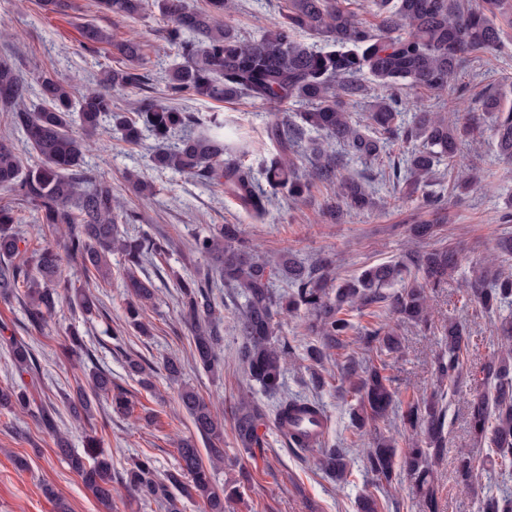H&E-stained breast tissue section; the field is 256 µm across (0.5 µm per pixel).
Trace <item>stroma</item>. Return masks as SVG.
<instances>
[{"label":"stroma","instance_id":"stroma-1","mask_svg":"<svg viewBox=\"0 0 512 512\" xmlns=\"http://www.w3.org/2000/svg\"><path fill=\"white\" fill-rule=\"evenodd\" d=\"M78 2L79 11L47 17L39 13L35 0H0V18L5 21V29L0 32V56L14 58L32 80L50 74L80 89L94 86L101 70L112 63L111 49L82 44L81 26L94 23L111 32L114 41L133 37L143 43L141 70L149 76L154 96H164V70L179 60L177 49L163 37L167 19L152 9L139 22L131 24L103 15L88 0ZM278 4L279 0H233L224 19L253 34L259 19L277 14ZM480 70L483 81L470 86L472 94L512 88L511 29L503 36L502 48L483 58ZM175 105L190 112H223L241 122L250 136L264 135L266 111L252 100L243 98L216 105L187 94L176 98ZM106 139L112 144L110 155L103 158L94 151L86 161L95 173L111 178L115 194L127 208L139 213V221L124 225V232L130 236L161 233L174 243L166 260L145 265L146 274L157 287L155 303L145 312L146 321L153 326L151 335L142 336L133 329L120 327L127 296L122 286L123 263L117 255L112 258L111 280L95 290L100 303L95 315L86 316L63 301L43 331L27 330L26 299L19 289L9 301L0 300V330L24 338L33 349L40 364L39 391L54 404L58 428L68 435L73 448L85 452L87 435L93 431L100 439V452L112 461L113 475H120L132 458L141 455L150 457L162 475L177 465V440L194 436L195 428L179 406L177 385L167 379L165 372L158 371L152 387H144L137 378L129 376L128 356H139L155 366L165 356H177L183 367V382L223 409L247 391L267 409H275L278 403L277 397L264 393L248 380L236 358L240 342L236 325L242 299L219 281L214 283L212 292L222 306L223 366L215 376L194 366L191 335L180 320L178 294L168 271L175 268L186 275L207 276L205 260L189 250L195 236L206 233L214 224H236L260 251L290 249L304 262L333 259L336 275L343 279L356 277L371 265L410 251L409 224L427 220L430 214L419 202H394L393 184L385 179V166L381 163L370 167L346 163L342 176L369 179L382 205L372 212L351 213L336 224L322 215L331 195L330 189L322 185L312 189L301 203L281 200L262 224L250 223L220 189L169 171L154 173L158 193L145 201L129 191L124 172L144 167L150 147L128 148L113 132ZM469 148L480 159L483 178L467 194L458 196L448 191L454 173L440 167L436 190L448 197V222L428 242L432 248L457 247L465 262L432 302L430 326L400 319L392 322L403 347L399 353L390 355L387 363L404 401L432 391L433 362L443 348L441 327L448 320L465 324L474 341L465 358L466 370H478L499 348L492 331V317L476 315L463 285L474 267L493 258L497 238L512 232V225L492 221L495 212L512 197V163L498 157L490 137L470 142ZM305 321L302 315L282 321L278 331L280 339L289 343L294 352L285 375L284 392L320 401L328 417L324 440L327 445L347 449L351 475L344 482L332 479L315 466L311 455L289 450L271 425L264 430L268 442L264 455L250 458L237 447L233 424L228 421L224 424V463L214 472L218 483L233 485L238 490L228 504V512H358V499L367 492L377 497L381 512H424L422 500L413 492L405 473H398L395 483L389 485L373 479L365 470L359 438L351 421L355 400L340 391L336 364L349 356L366 364L367 351L357 341H350L337 352L335 360L326 363L325 386L314 388L303 359ZM74 328L85 341L92 365L110 372L113 383L126 391L131 403L129 415L113 413L109 399L103 396L93 425L70 417L64 395L81 376L64 352L69 332ZM469 386L464 379L448 389V446L435 472L441 512H482V500L487 493L512 494V475H500L493 467L480 470L472 486L462 484L457 477L460 452L474 448L466 408ZM19 457L27 460V471L17 470L15 460ZM46 484L66 500L71 512H107L88 494L80 477L58 458L52 436L39 427L32 415L0 412V512H56L53 502L42 491Z\"/></svg>","mask_w":512,"mask_h":512}]
</instances>
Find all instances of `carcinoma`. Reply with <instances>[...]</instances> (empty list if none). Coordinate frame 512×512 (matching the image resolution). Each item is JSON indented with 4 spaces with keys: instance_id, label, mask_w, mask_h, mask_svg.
Instances as JSON below:
<instances>
[{
    "instance_id": "carcinoma-1",
    "label": "carcinoma",
    "mask_w": 512,
    "mask_h": 512,
    "mask_svg": "<svg viewBox=\"0 0 512 512\" xmlns=\"http://www.w3.org/2000/svg\"><path fill=\"white\" fill-rule=\"evenodd\" d=\"M373 21L359 18L347 0H283L278 16L251 37L224 22L229 0H204L192 8L187 0H97L105 11L137 19L150 7L158 8L170 22L163 38L177 46L181 61L166 79L169 99L184 93L202 100L226 102L242 96L259 102L268 114L266 142H256L234 129L220 112L205 116L162 103L151 95L135 112H119L114 97L121 91L149 85L140 72L143 44L127 39L112 44V35L87 24L81 35L95 47L113 46L116 65L100 72L96 87L80 93L66 80L44 75L38 80L41 104L29 109L32 93L26 76L7 58L0 57V106L5 108L12 131L31 147L38 163L23 167L8 135L0 137V190L23 201L36 213V221L51 229L65 227L63 247L51 241L29 250L16 225L13 209L0 207V298L26 288L28 325L43 330L59 303L63 262L73 264L84 286L73 288L72 299L87 315L98 310V298L87 291L98 280L109 281L111 257L123 258L125 288L131 296L124 324L141 336L151 334L143 321L153 304L156 286L141 275L146 261L169 254L170 240L149 233L122 236L117 225L134 224L139 215L112 193V182L86 167V138L115 127L121 140L140 145L151 139V169L170 170L205 185H213L233 201L252 221H265L285 192L293 203L303 201L320 183L335 186L327 199L325 214L335 220L351 211L377 207L363 177H341L343 160L370 164L389 143L400 140L412 146L404 174H394L400 199L421 194L424 205L438 215L435 222L412 224L411 237L424 242L437 235L447 216L435 186L437 168L448 165L461 172L451 190L470 188L480 171L464 152L469 139L490 129L498 154L512 160V105L489 92L481 98L462 93L448 97L458 76L469 71L479 78L476 62L497 49L503 27L512 28V0H362ZM45 16L64 15L72 0H36ZM322 39L319 46L308 41ZM371 101L366 112L352 106ZM295 103L301 110L288 117L283 106ZM341 152H336V147ZM259 158V170L250 159ZM261 173L267 188L259 184ZM131 191L142 199L156 195L157 187L145 169L127 172ZM500 258L496 266L482 267L466 280L465 291L480 312L490 315L512 307V233L495 244ZM190 251L207 260L224 286L244 299L238 313L241 342L237 359L250 380L264 392L277 394L292 347L277 335L282 320L307 314L305 332L318 344L307 349V359L317 365L345 348L352 332L359 342L377 352L397 353L400 337L387 323L394 314L423 327L429 322L430 293L448 285L462 256L453 247L409 251L398 258L371 266L359 276L336 282L332 260L319 258L310 264L299 261L288 249L274 256H260L237 224H216L194 238ZM180 293V318L191 334L192 358L202 370L217 371L224 342L223 317L211 296L207 280L172 272ZM286 291L278 294L274 283ZM370 317L356 329L353 314ZM445 348L434 361L440 389L407 404L401 413L403 426L422 435L409 439L396 461L395 444L375 432L379 423L400 403L395 379L381 359L363 370L353 359L341 365V379L357 405L353 426L374 433L364 449L367 473L392 483L395 466L411 477L426 512H440L432 463L447 447L446 394L442 386L456 382L463 373L464 353L471 336L456 322L443 327ZM12 372L30 377L29 383L0 387V411L37 415L40 424L55 438L58 457L78 473L98 503L112 506V465L106 458L93 462L78 454L68 438L56 429V412L37 400L38 369L33 350L16 336H3ZM129 375L151 385L152 367L140 358L126 360ZM87 386H77L65 397L70 416L91 422L95 397L111 396L112 411L130 413L126 392L112 391V376L97 367L79 365ZM467 400L469 432L475 445L493 449L486 458L492 466L512 472V348L489 357L471 374ZM179 402L196 431L208 445L212 466L224 463V418L212 402L191 386L182 385ZM238 447L255 457L264 453L265 435L260 428L273 420L287 447L302 452L316 447L319 464L341 480L349 474L340 448L322 447L323 407L315 399L280 398L274 414L248 394L231 410ZM178 467L161 480L152 460L137 457L120 475L124 487L140 499L158 503L165 512H181L179 497L202 499L207 512H225L233 491L218 486L203 465L193 439L178 444ZM461 480L472 483L475 458H458ZM482 512H512V498L489 496Z\"/></svg>"
}]
</instances>
